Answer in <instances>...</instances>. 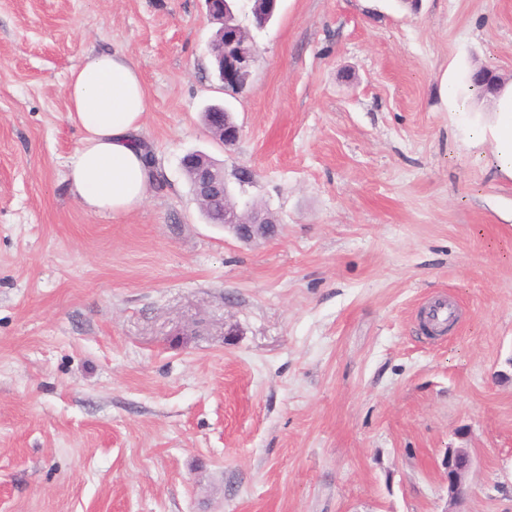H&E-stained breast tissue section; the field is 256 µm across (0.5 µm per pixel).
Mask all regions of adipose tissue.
<instances>
[{"label":"adipose tissue","mask_w":512,"mask_h":512,"mask_svg":"<svg viewBox=\"0 0 512 512\" xmlns=\"http://www.w3.org/2000/svg\"><path fill=\"white\" fill-rule=\"evenodd\" d=\"M66 119L80 140L66 179L86 213L127 215L153 190L155 171L141 132L147 93L136 63L120 52H100L70 71Z\"/></svg>","instance_id":"obj_1"}]
</instances>
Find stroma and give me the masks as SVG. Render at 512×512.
Instances as JSON below:
<instances>
[{
    "label": "stroma",
    "mask_w": 512,
    "mask_h": 512,
    "mask_svg": "<svg viewBox=\"0 0 512 512\" xmlns=\"http://www.w3.org/2000/svg\"><path fill=\"white\" fill-rule=\"evenodd\" d=\"M215 30L205 0H0V512H445L458 447L469 512H512V179L466 82L512 85V0H279L238 93ZM102 50L161 176L119 218L65 179ZM194 151L253 173L276 237L207 223ZM215 107L219 106H208L206 108L204 121L207 118V112H209L208 126L213 132V137L224 146L233 145L240 138L241 128L231 121L229 110L225 109L224 116V109L220 112H212ZM472 465L469 448L447 449L448 508L445 512H467L463 507L470 495L468 474Z\"/></svg>",
    "instance_id": "stroma-1"
}]
</instances>
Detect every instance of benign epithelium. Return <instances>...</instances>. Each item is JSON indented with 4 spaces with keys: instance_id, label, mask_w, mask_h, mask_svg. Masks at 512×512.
Listing matches in <instances>:
<instances>
[{
    "instance_id": "benign-epithelium-1",
    "label": "benign epithelium",
    "mask_w": 512,
    "mask_h": 512,
    "mask_svg": "<svg viewBox=\"0 0 512 512\" xmlns=\"http://www.w3.org/2000/svg\"><path fill=\"white\" fill-rule=\"evenodd\" d=\"M277 2L278 0H259L262 8L251 7L254 18L261 25H266L275 15ZM206 4L210 18L221 24L222 38L220 43L212 49L218 76L224 84V90H240L250 77L255 52L245 46L240 37L242 26L228 19L232 14L229 0H206ZM208 126L214 138L226 146L234 144L241 135V128L231 121L228 112L209 113ZM187 160L193 162L196 168L199 198L210 205L208 219H213L215 207L222 205L224 206L222 211L224 228L237 239L251 241L256 238H269L277 233L276 225L268 224L259 217L249 224L240 223L239 211L225 206V199L231 194L226 169L212 164L199 153L188 155ZM472 465L473 458L469 449H447L448 508L445 512H465L464 505L470 495L468 474Z\"/></svg>"
}]
</instances>
